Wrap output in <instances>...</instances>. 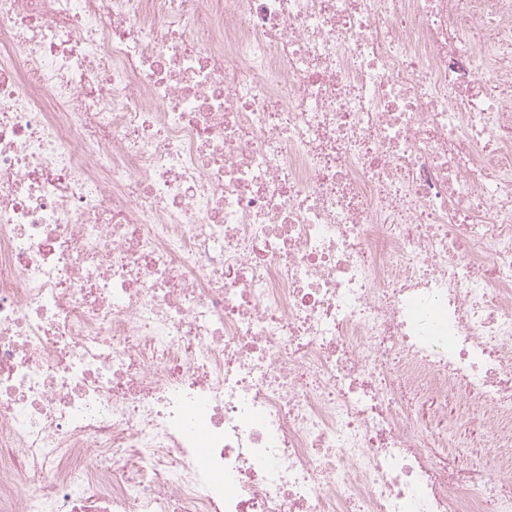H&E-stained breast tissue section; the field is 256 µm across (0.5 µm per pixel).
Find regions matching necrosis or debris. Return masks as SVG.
<instances>
[{
    "label": "necrosis or debris",
    "instance_id": "necrosis-or-debris-1",
    "mask_svg": "<svg viewBox=\"0 0 512 512\" xmlns=\"http://www.w3.org/2000/svg\"><path fill=\"white\" fill-rule=\"evenodd\" d=\"M0 512H512V0H0Z\"/></svg>",
    "mask_w": 512,
    "mask_h": 512
}]
</instances>
